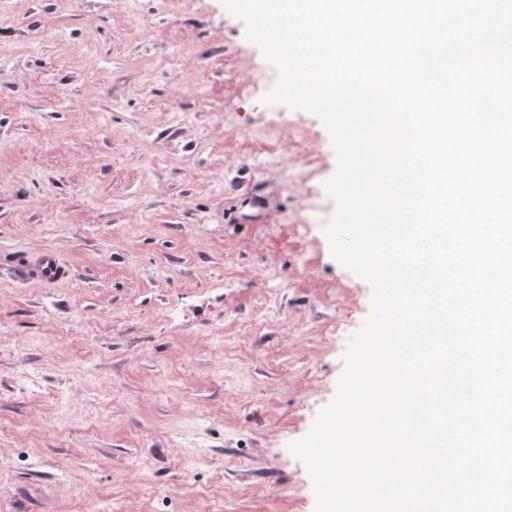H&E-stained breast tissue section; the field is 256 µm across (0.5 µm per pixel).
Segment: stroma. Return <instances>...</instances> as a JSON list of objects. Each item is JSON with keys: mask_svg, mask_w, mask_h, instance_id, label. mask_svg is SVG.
Here are the masks:
<instances>
[{"mask_svg": "<svg viewBox=\"0 0 512 512\" xmlns=\"http://www.w3.org/2000/svg\"><path fill=\"white\" fill-rule=\"evenodd\" d=\"M1 46L0 512H315L288 445L372 297L308 209L322 122L245 158L277 71L221 0H0ZM43 250L68 279H26Z\"/></svg>", "mask_w": 512, "mask_h": 512, "instance_id": "obj_1", "label": "stroma"}]
</instances>
